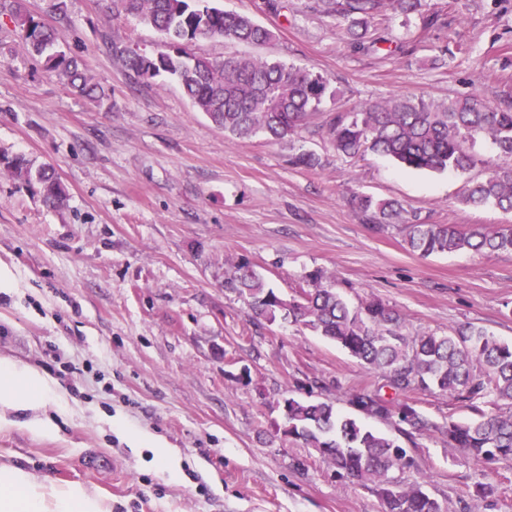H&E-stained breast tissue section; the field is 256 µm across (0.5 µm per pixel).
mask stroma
Instances as JSON below:
<instances>
[{
    "label": "stroma",
    "mask_w": 512,
    "mask_h": 512,
    "mask_svg": "<svg viewBox=\"0 0 512 512\" xmlns=\"http://www.w3.org/2000/svg\"><path fill=\"white\" fill-rule=\"evenodd\" d=\"M27 14L61 31L66 50L106 92L73 94L22 48L0 12V154L50 166L67 194L46 205L37 187L0 165V356L42 371L53 391L41 435L29 412L0 424V463L54 483L79 482L112 512H382L371 487L336 477L302 442L282 434L288 397L328 400L350 412V394L380 389L376 373L310 330L256 324L225 289L240 257L284 298L306 272L333 275L351 306L378 299L408 332L443 335L469 323L512 343V253L421 256L399 227L372 231L353 193L399 200L426 224H512V212L460 203L501 157L485 138L483 163L465 173L399 168L365 154L338 156L332 113L399 94L441 103L512 99V0H427L438 27L417 16L377 22L379 42L344 37L313 0H216L274 34L266 46L198 39L187 52L250 55L328 79L325 99L296 135L233 142L168 75L143 78L127 58L164 49L154 28L112 0H22ZM315 153L320 168L292 165ZM405 400L435 428L409 441L395 420H371L414 460L401 479L421 485L445 512H512V459L482 468L449 449L438 427L493 413L436 391ZM140 432L168 448L174 472Z\"/></svg>",
    "instance_id": "1"
}]
</instances>
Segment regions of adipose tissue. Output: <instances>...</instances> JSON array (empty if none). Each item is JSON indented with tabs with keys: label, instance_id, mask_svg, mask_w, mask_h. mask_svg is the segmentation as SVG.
Wrapping results in <instances>:
<instances>
[{
	"label": "adipose tissue",
	"instance_id": "ef3b65f1",
	"mask_svg": "<svg viewBox=\"0 0 512 512\" xmlns=\"http://www.w3.org/2000/svg\"><path fill=\"white\" fill-rule=\"evenodd\" d=\"M50 390L38 370L0 357V415L5 411H28L27 425L49 434L51 420L35 417ZM0 512H109L105 502L78 482H47L15 465L0 464Z\"/></svg>",
	"mask_w": 512,
	"mask_h": 512
}]
</instances>
